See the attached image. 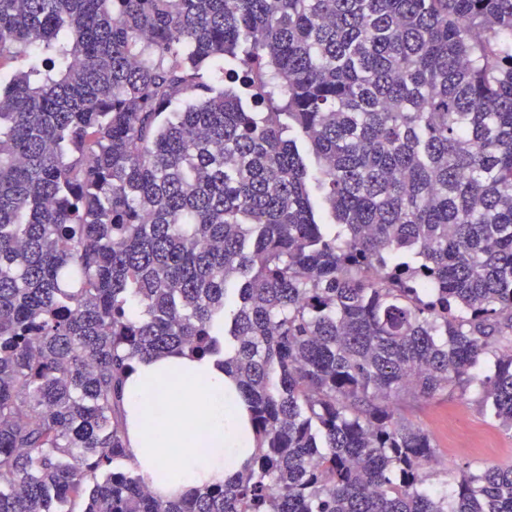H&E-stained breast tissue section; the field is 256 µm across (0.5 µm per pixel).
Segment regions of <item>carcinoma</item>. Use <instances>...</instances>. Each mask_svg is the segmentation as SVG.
<instances>
[{
    "instance_id": "obj_1",
    "label": "carcinoma",
    "mask_w": 512,
    "mask_h": 512,
    "mask_svg": "<svg viewBox=\"0 0 512 512\" xmlns=\"http://www.w3.org/2000/svg\"><path fill=\"white\" fill-rule=\"evenodd\" d=\"M176 348L257 446L165 501ZM470 389L512 432V0H0V512H512L399 415ZM230 391L224 366L210 356L144 358L127 371L123 393L130 456L162 499L224 480L249 459L253 442L244 428L243 403ZM168 453L179 460L182 476L176 480L167 475Z\"/></svg>"
}]
</instances>
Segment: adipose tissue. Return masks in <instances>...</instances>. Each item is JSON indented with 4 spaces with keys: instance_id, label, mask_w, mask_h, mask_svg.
Returning a JSON list of instances; mask_svg holds the SVG:
<instances>
[{
    "instance_id": "obj_1",
    "label": "adipose tissue",
    "mask_w": 512,
    "mask_h": 512,
    "mask_svg": "<svg viewBox=\"0 0 512 512\" xmlns=\"http://www.w3.org/2000/svg\"><path fill=\"white\" fill-rule=\"evenodd\" d=\"M124 398L133 466L162 499L223 480L250 457L243 403L216 358L173 353L137 360L126 373ZM172 455L177 479L166 471Z\"/></svg>"
}]
</instances>
